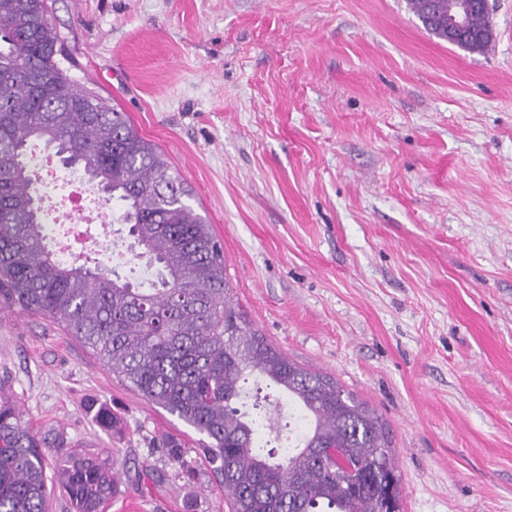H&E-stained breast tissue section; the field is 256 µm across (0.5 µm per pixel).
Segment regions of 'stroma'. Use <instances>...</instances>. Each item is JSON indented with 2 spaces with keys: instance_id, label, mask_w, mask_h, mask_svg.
<instances>
[{
  "instance_id": "stroma-1",
  "label": "stroma",
  "mask_w": 512,
  "mask_h": 512,
  "mask_svg": "<svg viewBox=\"0 0 512 512\" xmlns=\"http://www.w3.org/2000/svg\"><path fill=\"white\" fill-rule=\"evenodd\" d=\"M489 3L495 40L470 53L408 0H47L75 87L191 188L234 304L381 417L404 512H512V0ZM91 205L127 273L120 209ZM0 396L116 451L104 512H229L198 433L48 320L0 311Z\"/></svg>"
}]
</instances>
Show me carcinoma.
<instances>
[{
	"mask_svg": "<svg viewBox=\"0 0 512 512\" xmlns=\"http://www.w3.org/2000/svg\"><path fill=\"white\" fill-rule=\"evenodd\" d=\"M46 0H0V309L39 315L92 349L145 401L202 435L198 454L231 512H402L401 478L380 417L332 378L307 369L236 309L224 247L190 203L192 190L122 110L72 84ZM490 13L471 16L483 52ZM42 142L111 192L137 257L157 267L144 288L98 259H59L49 247L28 151ZM288 395L307 421L293 448L262 452L271 418L249 412L245 384ZM96 424L117 419L88 403ZM55 448L54 464L45 448ZM53 468L72 512H101L115 468L34 433L0 402V512H47Z\"/></svg>",
	"mask_w": 512,
	"mask_h": 512,
	"instance_id": "carcinoma-1",
	"label": "carcinoma"
}]
</instances>
